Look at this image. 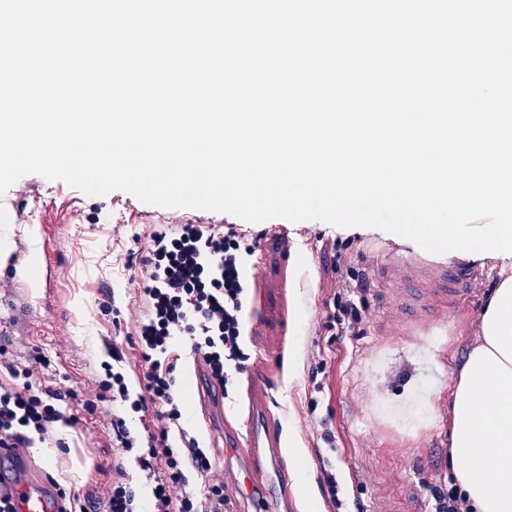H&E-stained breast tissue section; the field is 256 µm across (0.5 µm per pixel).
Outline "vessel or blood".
<instances>
[{"mask_svg":"<svg viewBox=\"0 0 512 512\" xmlns=\"http://www.w3.org/2000/svg\"><path fill=\"white\" fill-rule=\"evenodd\" d=\"M298 259L282 235L269 234L258 246L253 278V301L249 334L280 341L287 331V292ZM480 273L468 253L433 254L410 247L389 253L378 268L377 278L388 304L411 313L417 322H427L432 309L453 308ZM279 377L272 361H264L252 371L247 385L249 410L242 423L224 430L226 455L237 462L236 484L253 504L264 507L269 495H276L279 512H294L291 476L282 465L284 446L282 425L270 403ZM202 421L221 416L224 402L219 393L205 390L194 402ZM44 477L36 467H28L11 486L17 512H58L55 497L42 490Z\"/></svg>","mask_w":512,"mask_h":512,"instance_id":"1","label":"vessel or blood"}]
</instances>
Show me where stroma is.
I'll return each mask as SVG.
<instances>
[{
  "instance_id": "stroma-1",
  "label": "stroma",
  "mask_w": 512,
  "mask_h": 512,
  "mask_svg": "<svg viewBox=\"0 0 512 512\" xmlns=\"http://www.w3.org/2000/svg\"><path fill=\"white\" fill-rule=\"evenodd\" d=\"M1 200L15 215L9 269L0 271V381L8 365L34 366V381L65 392L58 405L63 421L54 424L46 446L52 464L33 450L21 460L53 477L68 495L79 496L89 512H106L112 468L122 465L144 512L153 481L141 468L139 450L112 445V416L120 414L135 437H143L138 413L112 400H92L104 380L113 348L123 351L130 395L140 392L137 331L142 309L139 259L160 224H230L231 215L193 208H164L124 191L88 196L56 180L28 175ZM49 225L51 268L31 276L27 310L14 320L6 299L17 283L28 243L21 228ZM249 242L267 232L287 234L299 259L288 291L295 331L278 359L281 380L274 394L293 476L297 512H425V485L452 486L449 464L451 391L479 330L482 306L503 268L504 255L474 254L482 276L467 299L429 330L387 314L375 281L384 254L403 245L402 237L374 228H342L319 221L274 218L243 222ZM355 303L360 319L349 324L342 309ZM244 377L224 396V415L210 425L185 417L171 428L173 448L194 437L209 452L213 474L225 481L228 512L252 505L228 481L224 425L238 422L245 409ZM77 416L79 426L66 424ZM333 474L328 486L325 474Z\"/></svg>"
}]
</instances>
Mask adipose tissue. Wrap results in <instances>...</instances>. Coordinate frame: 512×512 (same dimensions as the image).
<instances>
[{
	"label": "adipose tissue",
	"mask_w": 512,
	"mask_h": 512,
	"mask_svg": "<svg viewBox=\"0 0 512 512\" xmlns=\"http://www.w3.org/2000/svg\"><path fill=\"white\" fill-rule=\"evenodd\" d=\"M451 459L469 512H512V274L484 304L453 390Z\"/></svg>",
	"instance_id": "ef3b65f1"
}]
</instances>
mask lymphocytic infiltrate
Instances as JSON below:
<instances>
[{"instance_id": "obj_1", "label": "lymphocytic infiltrate", "mask_w": 512, "mask_h": 512, "mask_svg": "<svg viewBox=\"0 0 512 512\" xmlns=\"http://www.w3.org/2000/svg\"><path fill=\"white\" fill-rule=\"evenodd\" d=\"M245 237L244 229L233 224L159 228L139 262L145 296L138 331L141 393L129 400L124 374L111 369L100 388L149 418L144 425L147 452L141 458L154 481L148 512H224L228 503L223 481L212 478L199 493L187 488L184 466L210 475L212 463L195 439H184L178 451L169 443L182 411L172 371L161 359L173 348L175 335L182 334L189 337L211 385L227 387L231 371L242 370L247 359L242 349L246 271L252 254ZM21 375L22 385L0 386V448L12 455L59 421L55 404L64 398L50 388L33 393L32 370L23 369Z\"/></svg>"}]
</instances>
